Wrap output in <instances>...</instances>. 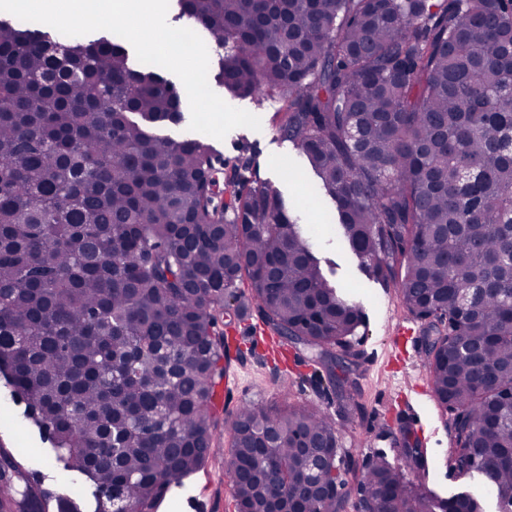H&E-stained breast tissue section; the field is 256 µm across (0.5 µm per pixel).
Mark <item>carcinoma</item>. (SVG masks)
Returning a JSON list of instances; mask_svg holds the SVG:
<instances>
[{
	"label": "carcinoma",
	"instance_id": "1",
	"mask_svg": "<svg viewBox=\"0 0 512 512\" xmlns=\"http://www.w3.org/2000/svg\"><path fill=\"white\" fill-rule=\"evenodd\" d=\"M224 51L215 81L277 104L336 206L365 275L427 324L437 402L454 412L450 465L470 487L442 497L383 457L355 512L512 508V0H179ZM48 32L0 20V376L90 483L94 512H154L203 467L224 379V303H251L279 335L354 364L361 307L341 296L312 236L266 183H234L196 138L161 137L187 102L129 66L118 41L46 50ZM317 407L250 403L224 471L238 512L285 491L306 512H345L309 453L337 448ZM0 446V512H48L53 492Z\"/></svg>",
	"mask_w": 512,
	"mask_h": 512
}]
</instances>
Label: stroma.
Returning a JSON list of instances; mask_svg holds the SVG:
<instances>
[{
  "label": "stroma",
  "mask_w": 512,
  "mask_h": 512,
  "mask_svg": "<svg viewBox=\"0 0 512 512\" xmlns=\"http://www.w3.org/2000/svg\"><path fill=\"white\" fill-rule=\"evenodd\" d=\"M229 104L258 116L261 128L239 127L224 139H211L225 169L248 161L245 179L268 183L300 208L321 240L318 258L325 275L364 310L365 323L353 339L360 353L359 391L355 399L342 397L337 386L340 367L320 360L307 346L286 340L273 330H265L263 339H256L251 330L260 321L256 309L230 307L218 318L228 348L216 400L218 429L212 455L182 486L172 488L158 512H234L224 456L231 443L229 424L239 407L249 403L280 407L289 401L308 402L321 409L336 423L346 452L348 492H355V476L376 456L405 467L406 444L420 438L425 441L429 470L408 469V478L444 496L457 491L465 481L449 466L453 415L432 395L423 323L410 319L395 288L363 274L360 259L342 235L334 205L318 194L316 178L296 147L279 137L274 104L250 97L233 98ZM405 319L410 322L411 334L396 335V325ZM18 413L9 389L0 385V446L26 451L39 460L45 476H53L49 444L36 429L25 426Z\"/></svg>",
  "instance_id": "obj_1"
}]
</instances>
